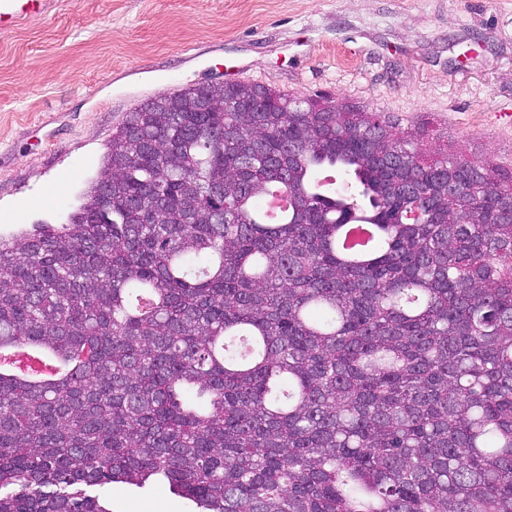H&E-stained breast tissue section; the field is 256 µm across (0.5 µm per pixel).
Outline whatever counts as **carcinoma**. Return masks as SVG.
Segmentation results:
<instances>
[{
	"mask_svg": "<svg viewBox=\"0 0 512 512\" xmlns=\"http://www.w3.org/2000/svg\"><path fill=\"white\" fill-rule=\"evenodd\" d=\"M152 98L67 224L0 235V512H512V170L376 112ZM293 206L266 218L274 189ZM0 366L32 382L55 380L64 371L61 363H47L41 356L25 349L1 350ZM112 507V512H194L195 505L170 491L164 482H151L143 487L126 484L104 485L99 489Z\"/></svg>",
	"mask_w": 512,
	"mask_h": 512,
	"instance_id": "1",
	"label": "carcinoma"
}]
</instances>
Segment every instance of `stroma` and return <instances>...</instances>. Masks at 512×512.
I'll return each instance as SVG.
<instances>
[{"instance_id":"obj_1","label":"stroma","mask_w":512,"mask_h":512,"mask_svg":"<svg viewBox=\"0 0 512 512\" xmlns=\"http://www.w3.org/2000/svg\"><path fill=\"white\" fill-rule=\"evenodd\" d=\"M350 101L512 168V0H53L0 33V233L64 224L143 100L224 80ZM112 512H195L163 482Z\"/></svg>"}]
</instances>
